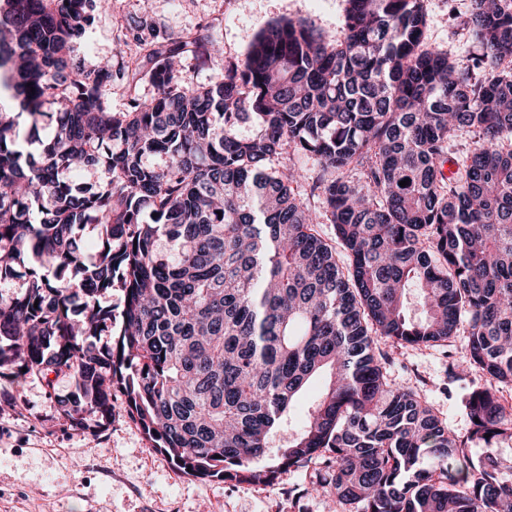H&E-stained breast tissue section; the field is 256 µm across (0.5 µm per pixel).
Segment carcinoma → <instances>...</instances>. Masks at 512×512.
I'll return each instance as SVG.
<instances>
[{"instance_id":"cac0c4a2","label":"carcinoma","mask_w":512,"mask_h":512,"mask_svg":"<svg viewBox=\"0 0 512 512\" xmlns=\"http://www.w3.org/2000/svg\"><path fill=\"white\" fill-rule=\"evenodd\" d=\"M346 3L343 37L276 22L197 84L183 54L220 52L211 24L141 17L143 59L114 71L76 55L109 0H0V285L25 278L0 295V375L67 377L60 414L90 435L120 391L195 478L271 486L319 459L349 512H512V0H471L466 62L423 45V0ZM114 76L154 96L114 112ZM461 326L448 378H484L462 436L374 342Z\"/></svg>"}]
</instances>
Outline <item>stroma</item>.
<instances>
[{"label":"stroma","mask_w":512,"mask_h":512,"mask_svg":"<svg viewBox=\"0 0 512 512\" xmlns=\"http://www.w3.org/2000/svg\"><path fill=\"white\" fill-rule=\"evenodd\" d=\"M112 0L109 13L96 18L79 52L92 62L138 55L123 44L129 23L150 13L163 31L182 34L202 24L215 27L224 54L208 65L183 61L187 78L207 82L226 62L243 57L269 23L304 21L327 38L342 35L345 0ZM427 46L449 51L461 60L475 52L463 28L470 0H424ZM463 336L444 346L396 348L378 339L387 357V374L396 386L423 394L449 430L469 428L464 400L479 373L448 381V364L461 360ZM65 377L23 380L0 377V512H345L318 480L319 460L283 471L271 487L222 483L182 474L128 413L114 394L112 422L98 436L73 428L62 419L56 398L68 391Z\"/></svg>","instance_id":"1"}]
</instances>
